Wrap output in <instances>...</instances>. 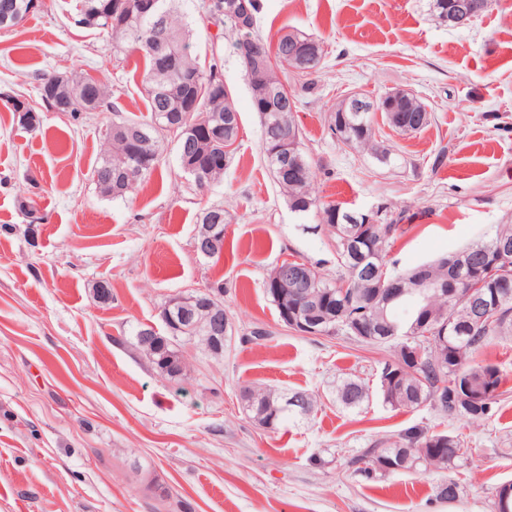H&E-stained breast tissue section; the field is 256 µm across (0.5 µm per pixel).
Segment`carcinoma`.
Listing matches in <instances>:
<instances>
[{
	"mask_svg": "<svg viewBox=\"0 0 512 512\" xmlns=\"http://www.w3.org/2000/svg\"><path fill=\"white\" fill-rule=\"evenodd\" d=\"M161 12L148 19L134 7V0H76L73 23L82 29L105 31L112 37V48L126 47L143 53L147 68L143 75L145 106L150 119L140 121L120 116L112 92L101 80L86 71L42 75L40 98L48 111L65 112L74 120L92 112H111L116 116L105 130L101 157L93 177L100 192L113 198L136 189L156 167L161 138L174 137L182 168L195 180L208 185L224 178L239 136V115L232 93L222 83V60L213 52L204 62L187 51V34L173 0H160ZM231 0H205L211 19L221 26L217 38H226L244 68L251 91V104L262 123L261 151L275 184L289 208L298 214L310 213L327 226L336 246L338 274L327 279L320 268L302 262L310 297L317 303L315 314L326 319L325 336H343L357 342L391 349L378 372L383 403L394 410L428 408L441 418L475 422L487 418L503 383L498 366L480 356L494 336H512V220L496 225L491 236L470 243L432 263L404 272L388 268L390 243L404 233L403 222L415 215L403 210L389 224L378 229L358 221L360 212L343 208L318 197L312 182L315 171L303 150L302 133L296 110L280 111L285 94L298 103L296 91L288 90L286 75L301 80V90L317 88L318 73L326 57L323 42L300 31L281 34L273 58L261 63L263 75L251 77V64L241 55L246 43H271L259 33L260 0H251V16L241 20L224 12ZM36 10L34 0H0V28L12 27V19ZM5 106L14 113L17 125L34 131L41 123L40 110L9 97ZM383 123L401 133L419 132L431 122L427 106L414 94L397 91L376 100L363 93L354 94L330 114L328 129L346 147L369 151L382 164L391 154L379 149L376 139ZM179 123V131L170 125ZM288 141L294 145L292 174L278 175L279 159L271 152L275 145ZM226 225L229 212L221 206L201 209L198 223ZM378 266L384 282L362 275V266ZM399 288L402 296L385 304L380 298L370 305L362 299L378 288ZM488 306V316H474L472 295ZM132 336V347L159 374L169 357L183 351L197 339L195 331L177 335L164 331L166 344L150 351ZM338 397L348 408H359L369 400L368 389L355 381H345ZM241 400L247 416L264 429L275 431L286 420H303L315 409L314 399L300 391L245 387ZM463 440L445 430L428 431L410 427L396 439H379L353 456L347 467L356 475L371 478L403 469H454L467 460ZM461 493L455 480L437 487L439 498L452 502ZM500 501L497 512H512V481L494 488Z\"/></svg>",
	"mask_w": 512,
	"mask_h": 512,
	"instance_id": "cac0c4a2",
	"label": "carcinoma"
}]
</instances>
